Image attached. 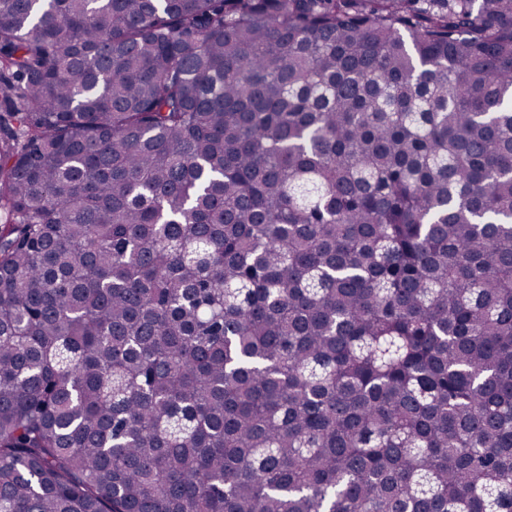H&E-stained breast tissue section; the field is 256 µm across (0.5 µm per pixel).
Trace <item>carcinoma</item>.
Wrapping results in <instances>:
<instances>
[{"label":"carcinoma","instance_id":"cac0c4a2","mask_svg":"<svg viewBox=\"0 0 512 512\" xmlns=\"http://www.w3.org/2000/svg\"><path fill=\"white\" fill-rule=\"evenodd\" d=\"M0 512H512V0H0Z\"/></svg>","mask_w":512,"mask_h":512}]
</instances>
